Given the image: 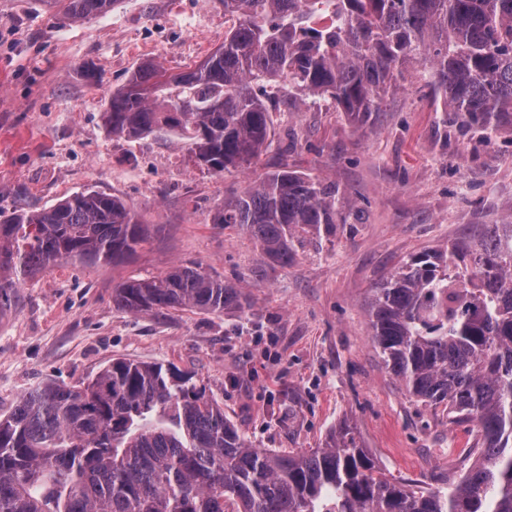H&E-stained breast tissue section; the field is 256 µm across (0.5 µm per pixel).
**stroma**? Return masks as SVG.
<instances>
[{"label": "stroma", "mask_w": 512, "mask_h": 512, "mask_svg": "<svg viewBox=\"0 0 512 512\" xmlns=\"http://www.w3.org/2000/svg\"><path fill=\"white\" fill-rule=\"evenodd\" d=\"M223 40L220 0H116L83 23L53 0H0V210L41 209L94 188L150 227L124 260L61 262L26 279L0 315V414L33 387L88 382L112 359L157 361L202 380L253 447L318 448L346 419L386 474L432 489L457 479L466 426L410 400L375 352L367 302L403 261L512 217V131L488 145L443 120L421 69L361 126L327 97L273 111L260 161L223 174L194 166L176 135L112 138L108 100L139 64L174 74ZM283 161L336 181L363 209L360 223L285 265L214 220L226 198ZM175 263L240 283L251 311L113 306V285Z\"/></svg>", "instance_id": "35a3bbf8"}]
</instances>
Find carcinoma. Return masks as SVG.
Here are the masks:
<instances>
[{"mask_svg": "<svg viewBox=\"0 0 512 512\" xmlns=\"http://www.w3.org/2000/svg\"><path fill=\"white\" fill-rule=\"evenodd\" d=\"M114 2L59 5L84 22ZM221 3L224 42L203 62L168 76L145 62L112 91V136L177 133L196 166L221 174L267 147L272 107L252 82L277 87L287 109L328 96L363 125L419 64L431 66L446 111L485 140L512 121V0ZM359 213L336 183L282 164L216 221L246 229L286 265ZM146 239L122 199L96 190L0 211V315L20 279L62 261L121 259ZM112 304L151 315L252 307L238 284L197 264L129 277ZM368 313L374 348L409 396L473 424L472 462L456 484L429 490L382 475L347 420L319 448H254L193 374L115 359L85 387L38 386L0 417V512H512V220L409 258L372 289Z\"/></svg>", "mask_w": 512, "mask_h": 512, "instance_id": "obj_1", "label": "carcinoma"}]
</instances>
